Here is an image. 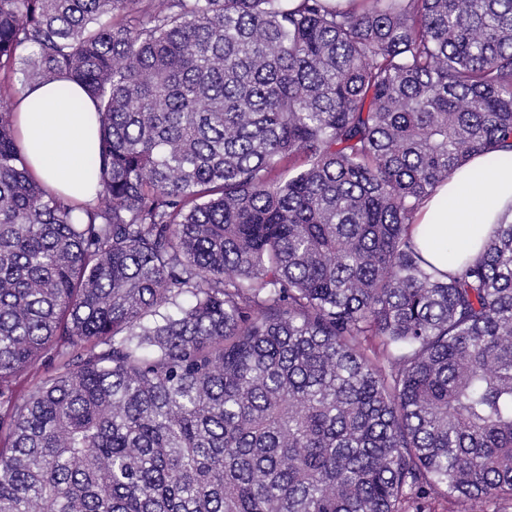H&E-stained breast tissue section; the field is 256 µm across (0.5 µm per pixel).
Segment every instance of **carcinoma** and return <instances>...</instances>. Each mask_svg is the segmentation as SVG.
<instances>
[{
    "label": "carcinoma",
    "instance_id": "cac0c4a2",
    "mask_svg": "<svg viewBox=\"0 0 512 512\" xmlns=\"http://www.w3.org/2000/svg\"><path fill=\"white\" fill-rule=\"evenodd\" d=\"M57 78L93 206L12 119ZM476 154L512 0H0V512L512 502V223L454 274L408 233Z\"/></svg>",
    "mask_w": 512,
    "mask_h": 512
}]
</instances>
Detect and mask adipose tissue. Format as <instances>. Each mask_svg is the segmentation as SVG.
Wrapping results in <instances>:
<instances>
[{
  "mask_svg": "<svg viewBox=\"0 0 512 512\" xmlns=\"http://www.w3.org/2000/svg\"><path fill=\"white\" fill-rule=\"evenodd\" d=\"M32 173L50 189L94 202L98 190L87 161L98 150L94 104L71 110L48 83L22 91L13 107ZM512 219V163L494 165L476 155L440 184L410 228L425 259L444 272L476 257L501 218Z\"/></svg>",
  "mask_w": 512,
  "mask_h": 512,
  "instance_id": "ef3b65f1",
  "label": "adipose tissue"
}]
</instances>
